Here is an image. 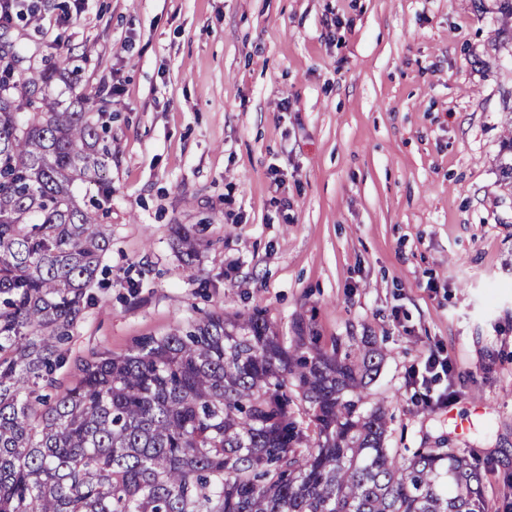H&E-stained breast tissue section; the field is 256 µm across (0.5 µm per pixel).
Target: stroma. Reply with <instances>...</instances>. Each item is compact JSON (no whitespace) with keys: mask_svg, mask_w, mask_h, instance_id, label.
Returning <instances> with one entry per match:
<instances>
[{"mask_svg":"<svg viewBox=\"0 0 512 512\" xmlns=\"http://www.w3.org/2000/svg\"><path fill=\"white\" fill-rule=\"evenodd\" d=\"M0 24L17 75L84 97L112 149L77 184L112 245L68 345L61 386L95 353H129L219 312H257L319 346L374 340L367 401L387 447L486 461L512 512V191L497 155L512 41L474 0H26ZM119 94H112V87ZM202 246L185 264L174 225ZM458 376L418 405L430 352Z\"/></svg>","mask_w":512,"mask_h":512,"instance_id":"35a3bbf8","label":"stroma"}]
</instances>
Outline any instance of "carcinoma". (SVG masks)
Instances as JSON below:
<instances>
[{"instance_id": "1", "label": "carcinoma", "mask_w": 512, "mask_h": 512, "mask_svg": "<svg viewBox=\"0 0 512 512\" xmlns=\"http://www.w3.org/2000/svg\"><path fill=\"white\" fill-rule=\"evenodd\" d=\"M15 64L0 51V512H489L479 458L384 447L385 409L364 408L381 349L286 341L258 313L94 354L54 400L39 393L111 245L72 191L102 183L109 153L82 101L35 96L54 71L12 94ZM506 132L512 187V119ZM174 236L192 263L198 240Z\"/></svg>"}]
</instances>
